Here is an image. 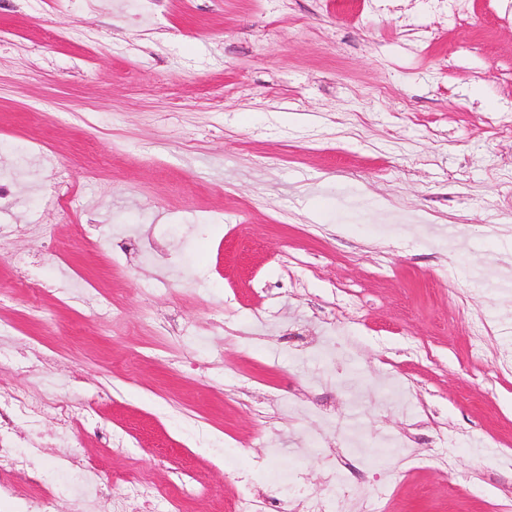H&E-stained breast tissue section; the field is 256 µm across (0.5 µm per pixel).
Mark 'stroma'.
I'll use <instances>...</instances> for the list:
<instances>
[{
	"label": "stroma",
	"mask_w": 512,
	"mask_h": 512,
	"mask_svg": "<svg viewBox=\"0 0 512 512\" xmlns=\"http://www.w3.org/2000/svg\"><path fill=\"white\" fill-rule=\"evenodd\" d=\"M0 185V387L97 512H512V0H0ZM150 493L166 502V512H183L187 500L205 496L210 493V489L201 480L193 479L180 485L172 484L169 488H150ZM325 508L322 500L304 498L289 491L276 512H325Z\"/></svg>",
	"instance_id": "1"
}]
</instances>
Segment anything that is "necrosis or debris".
Here are the masks:
<instances>
[{
	"instance_id": "necrosis-or-debris-1",
	"label": "necrosis or debris",
	"mask_w": 512,
	"mask_h": 512,
	"mask_svg": "<svg viewBox=\"0 0 512 512\" xmlns=\"http://www.w3.org/2000/svg\"><path fill=\"white\" fill-rule=\"evenodd\" d=\"M52 417L57 430L51 439L39 435L28 436L26 441L16 438V424L25 420L38 422ZM77 418L70 406L52 401L49 397L34 396L26 392L0 389V459L7 468L0 469V501L12 503L14 512H58L61 500H69L70 512H96L97 503L104 492L101 482H86L78 492L51 487L42 470L35 468L45 442L54 443L64 451L70 463H77V443L72 438Z\"/></svg>"
}]
</instances>
